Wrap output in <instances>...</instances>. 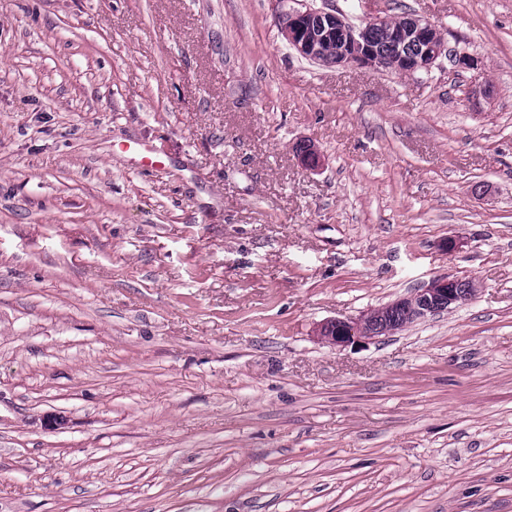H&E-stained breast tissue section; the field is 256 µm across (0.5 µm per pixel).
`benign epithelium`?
Returning <instances> with one entry per match:
<instances>
[{"label": "benign epithelium", "mask_w": 512, "mask_h": 512, "mask_svg": "<svg viewBox=\"0 0 512 512\" xmlns=\"http://www.w3.org/2000/svg\"><path fill=\"white\" fill-rule=\"evenodd\" d=\"M386 22L384 17H375L355 27L334 8L310 6L285 10L279 17L280 30L288 44L300 56L322 65L351 64L378 70L383 65V55L391 50L400 62L399 72H427L445 51L438 30L421 18L409 16L397 29L387 28ZM331 40L336 42L333 57L325 50ZM294 151L305 168L314 170L320 166L321 155L315 144L301 141ZM478 291L479 285L473 279L440 276L411 295L385 305L379 318L366 313L353 319H332L320 326L318 336L327 344L343 347L391 335L402 329L398 315L415 322L425 320L448 310L465 296L474 298Z\"/></svg>", "instance_id": "obj_1"}]
</instances>
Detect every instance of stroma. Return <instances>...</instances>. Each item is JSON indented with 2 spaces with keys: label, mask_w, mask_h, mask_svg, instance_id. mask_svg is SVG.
Instances as JSON below:
<instances>
[{
  "label": "stroma",
  "mask_w": 512,
  "mask_h": 512,
  "mask_svg": "<svg viewBox=\"0 0 512 512\" xmlns=\"http://www.w3.org/2000/svg\"><path fill=\"white\" fill-rule=\"evenodd\" d=\"M307 3L446 50L319 65L275 0H0V512H512V0ZM442 275L481 291L316 335ZM134 145L135 146L132 148L134 168L140 169L149 167L159 162L161 154L154 145L146 141H136L134 142ZM479 289L473 279L440 276L411 295L385 305L384 313L379 318L373 319L368 312L359 318L332 319L320 326L318 336L327 344L343 347L391 335L403 328L397 319L399 313L415 322L425 320L448 310L461 301L463 295L472 300Z\"/></svg>",
  "instance_id": "obj_1"
}]
</instances>
